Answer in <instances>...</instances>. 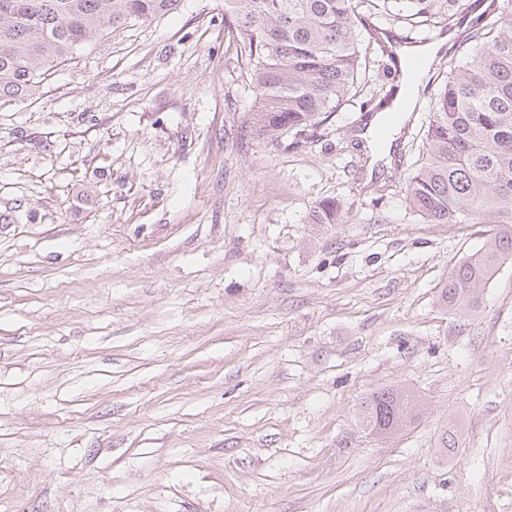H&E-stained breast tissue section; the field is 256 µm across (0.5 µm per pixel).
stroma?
<instances>
[{"label":"stroma","instance_id":"stroma-1","mask_svg":"<svg viewBox=\"0 0 512 512\" xmlns=\"http://www.w3.org/2000/svg\"><path fill=\"white\" fill-rule=\"evenodd\" d=\"M366 74L317 142L239 145L224 0H181L0 105V512H512V261L441 306L491 227L409 208L423 137L367 181ZM343 218V209L339 201L324 199L314 207L312 220L315 224H339ZM418 397L406 387H390L364 398L355 410L363 428L381 437L406 430L417 419Z\"/></svg>","mask_w":512,"mask_h":512}]
</instances>
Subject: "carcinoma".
<instances>
[{
  "label": "carcinoma",
  "instance_id": "obj_1",
  "mask_svg": "<svg viewBox=\"0 0 512 512\" xmlns=\"http://www.w3.org/2000/svg\"><path fill=\"white\" fill-rule=\"evenodd\" d=\"M180 0H0V102L38 88L50 70L95 37L178 8ZM227 28L241 42L256 106L239 135L290 137L299 148L342 107L358 80L359 42L392 59L386 26L410 22L408 44L455 32L437 59L445 84L432 95L421 165L408 178L410 207L432 224H496L442 286L448 313L467 317L480 292L512 260V0H224ZM339 201L314 207L315 224H338ZM361 426L388 437L417 419L416 394L390 387L355 410Z\"/></svg>",
  "mask_w": 512,
  "mask_h": 512
}]
</instances>
